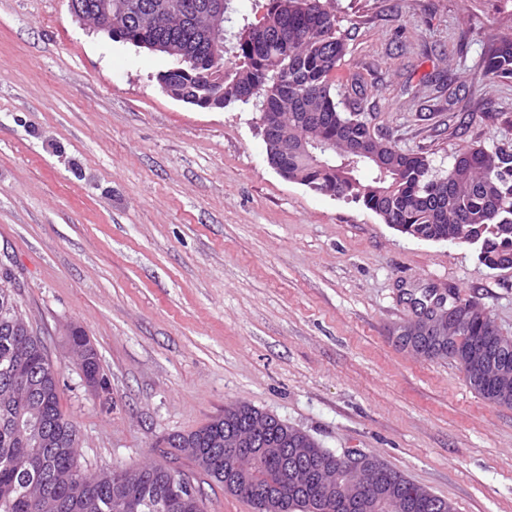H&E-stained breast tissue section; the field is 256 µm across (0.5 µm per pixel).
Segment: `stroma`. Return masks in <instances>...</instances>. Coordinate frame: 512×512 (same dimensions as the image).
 <instances>
[{"mask_svg":"<svg viewBox=\"0 0 512 512\" xmlns=\"http://www.w3.org/2000/svg\"><path fill=\"white\" fill-rule=\"evenodd\" d=\"M386 142L447 169L512 150V82L483 62L512 0H340ZM168 56L80 25L69 0H0V265L45 339L89 474L166 463L162 440L246 403L336 454L358 450L455 512H512V407L448 358L400 346L424 296L470 299L512 336V273L282 178L259 112L176 100ZM83 330L106 386L67 343ZM176 466L205 512H256Z\"/></svg>","mask_w":512,"mask_h":512,"instance_id":"obj_1","label":"stroma"}]
</instances>
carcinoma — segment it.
I'll return each mask as SVG.
<instances>
[{
	"label": "carcinoma",
	"instance_id": "cac0c4a2",
	"mask_svg": "<svg viewBox=\"0 0 512 512\" xmlns=\"http://www.w3.org/2000/svg\"><path fill=\"white\" fill-rule=\"evenodd\" d=\"M198 12L185 17L174 10L158 8V0H116L112 20L119 24L122 42L150 40L154 43L198 44L200 52L182 70L165 77L196 92L206 88L207 108L254 102L275 113L288 146L273 158L288 165V172L301 183L328 189L336 197L351 200L376 213L386 224H401L409 236L423 234L450 240L469 224L486 225L477 243L478 257L491 266L496 255L512 251V234L496 231L512 224V152L481 147L460 149L448 170L435 169L422 153L397 149L375 132L364 108L355 102L341 110L336 88V70L347 54V43L338 28L334 0H267L260 19L233 28L232 18L214 24L208 17V0H195ZM224 34V63L214 62L210 48ZM485 76L491 82L512 80V41L505 40L487 57ZM462 342L478 345L486 335L475 319L461 322ZM25 342L38 391L17 383L9 361L20 342ZM28 402L33 418L58 428L63 436L77 435L76 426L59 404L58 372L49 361L44 341L37 332L17 337L0 318V512H113L112 486L103 474L82 473L77 448L66 453L54 447L33 448L17 428L13 411L17 401ZM254 408L235 405L224 409V419L213 420L208 441L201 448L211 459L205 469L215 481L224 475V429L242 432ZM253 475V492L240 494L256 504L254 491L284 487L286 471L294 467L305 482L297 500L314 502L321 489L342 477L345 491L355 496L333 502L326 512H362L356 496L381 484L398 481V496L415 504L411 512H439L434 497L384 463L377 476L339 468L333 463L313 474L308 458L295 452L281 458H239ZM165 466L137 469L131 491L141 500L139 512H169V482Z\"/></svg>",
	"mask_w": 512,
	"mask_h": 512
}]
</instances>
